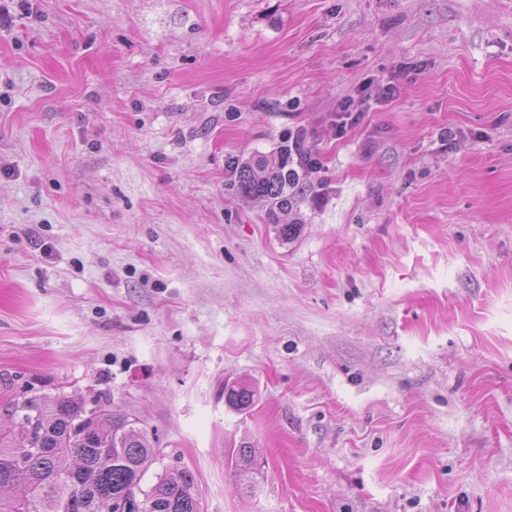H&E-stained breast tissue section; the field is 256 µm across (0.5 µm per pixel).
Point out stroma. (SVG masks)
Listing matches in <instances>:
<instances>
[{"mask_svg":"<svg viewBox=\"0 0 512 512\" xmlns=\"http://www.w3.org/2000/svg\"><path fill=\"white\" fill-rule=\"evenodd\" d=\"M299 130L285 242L234 165ZM27 387L110 391L203 512H512V0L14 10L0 407ZM255 390L245 382H239L224 387L226 402L238 409H247L254 404ZM234 465L244 480L245 487L249 491L255 489V482L251 480L252 475L257 471L258 460L253 448H237L235 451Z\"/></svg>","mask_w":512,"mask_h":512,"instance_id":"35a3bbf8","label":"stroma"}]
</instances>
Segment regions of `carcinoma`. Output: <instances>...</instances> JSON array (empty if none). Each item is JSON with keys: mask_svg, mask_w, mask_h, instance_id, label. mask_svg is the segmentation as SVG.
<instances>
[{"mask_svg": "<svg viewBox=\"0 0 512 512\" xmlns=\"http://www.w3.org/2000/svg\"><path fill=\"white\" fill-rule=\"evenodd\" d=\"M237 189L262 199L273 218L298 203L303 187L296 170L268 165L261 157L237 165ZM226 402L238 409L254 404L245 382L224 387ZM10 425L0 418V512H113V501L137 495L147 512H203L192 472L176 466L144 477L163 456L140 419L101 392L90 401L62 395L47 401L27 392L7 404ZM234 465L252 491L258 460L251 448L235 451Z\"/></svg>", "mask_w": 512, "mask_h": 512, "instance_id": "carcinoma-1", "label": "carcinoma"}]
</instances>
